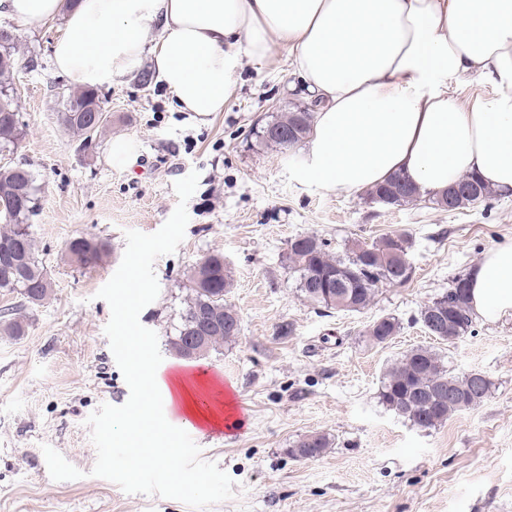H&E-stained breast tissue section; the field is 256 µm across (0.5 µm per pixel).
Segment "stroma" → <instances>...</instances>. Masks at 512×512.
<instances>
[{
	"label": "stroma",
	"mask_w": 512,
	"mask_h": 512,
	"mask_svg": "<svg viewBox=\"0 0 512 512\" xmlns=\"http://www.w3.org/2000/svg\"><path fill=\"white\" fill-rule=\"evenodd\" d=\"M16 27L24 135L17 148L0 151V166L25 163L37 176L30 222L54 292L43 306L22 307L25 335H0V512H193L92 476L86 420L130 395L104 333L111 309L96 293L121 263L126 230H159L177 206L175 182L194 170L185 238L156 260L160 292L139 320L158 336V373L180 367L167 338L189 275L206 255L223 253L234 280L226 300L242 332L203 364L230 381L246 415L224 413L199 434L202 459L234 482L231 499L203 512H512V317H477L452 343L428 336L416 320L453 277L512 241L511 194L448 211L426 194L387 206L363 191L329 192L306 180L304 146L284 154L258 136L282 112L315 108L279 44L266 65L241 59L223 111L203 121L180 110L143 57L131 74L98 88L105 130L90 150L77 151L57 120L59 94L71 88L51 56L64 22ZM84 233L110 248L93 268L64 253ZM306 233L335 253L354 240L408 234L412 277L380 288L359 312L318 307L301 296L283 259L289 240ZM387 315L399 320L398 335L367 344L365 328ZM417 345L433 347L456 373L484 372L489 396L431 429L387 410L382 374ZM316 431L334 439L327 454L288 455Z\"/></svg>",
	"instance_id": "1"
}]
</instances>
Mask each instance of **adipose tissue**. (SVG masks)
I'll return each instance as SVG.
<instances>
[{
  "label": "adipose tissue",
  "instance_id": "adipose-tissue-1",
  "mask_svg": "<svg viewBox=\"0 0 512 512\" xmlns=\"http://www.w3.org/2000/svg\"><path fill=\"white\" fill-rule=\"evenodd\" d=\"M0 15L64 17L55 67L79 88L112 85L143 54L182 111H223L241 57L288 49L318 98L303 175L359 191L392 174L440 195L476 175L512 191V0H0ZM476 70L485 95L461 103L448 84ZM476 314L512 316V242L468 277Z\"/></svg>",
  "mask_w": 512,
  "mask_h": 512
}]
</instances>
